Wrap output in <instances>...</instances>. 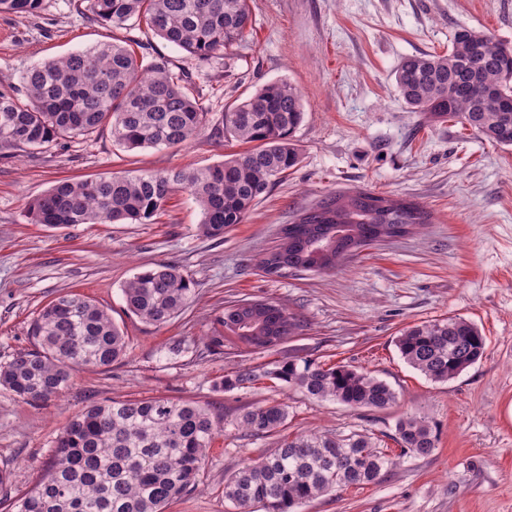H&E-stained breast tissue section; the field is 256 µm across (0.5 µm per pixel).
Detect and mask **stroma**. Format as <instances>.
I'll list each match as a JSON object with an SVG mask.
<instances>
[{"instance_id":"obj_1","label":"stroma","mask_w":512,"mask_h":512,"mask_svg":"<svg viewBox=\"0 0 512 512\" xmlns=\"http://www.w3.org/2000/svg\"><path fill=\"white\" fill-rule=\"evenodd\" d=\"M250 7L242 42L207 61L149 30L93 22L80 0H44L33 15L0 13V83L133 36L188 76L212 122L177 148L129 152L103 130L0 158V363L30 349L31 320L64 294L94 300L129 338L126 357L106 371L74 374L62 397L45 406L0 388V469L10 474L0 512L46 474L68 417L95 402L148 397L206 404L224 419L197 487L165 512H233L225 477L273 446L237 421L248 407L272 401L287 405L282 432L291 437L361 433L395 451L397 424L411 415L428 418L437 435L430 456L405 455L379 481L330 492L297 512H512V147L453 120L427 121L395 85L404 57L446 53L456 28L512 44V0H250ZM277 81L303 97L294 133L300 162L223 240L199 231L201 213L186 192L145 224L50 228L25 218L28 201L62 177L204 168L243 152L244 144L215 126L225 107ZM359 188L420 202L432 221L327 273L278 277L259 269L282 225L326 196ZM159 263L188 275L196 297L157 327L126 313L121 289ZM238 300L283 304L302 326L272 350H254L219 323L225 305ZM446 318L473 323L485 353L440 383L407 365L395 341L408 327ZM218 335L223 353L208 352V338ZM176 343L181 352H172ZM296 358L370 373L396 399L384 409H353L266 377L273 362ZM244 367L260 375L251 387L215 389L216 380Z\"/></svg>"}]
</instances>
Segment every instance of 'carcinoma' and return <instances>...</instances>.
Segmentation results:
<instances>
[{"mask_svg":"<svg viewBox=\"0 0 512 512\" xmlns=\"http://www.w3.org/2000/svg\"><path fill=\"white\" fill-rule=\"evenodd\" d=\"M44 0H0V12L30 15ZM87 18L115 29L134 20L200 61L242 40L249 0H82ZM405 104L431 121L455 120L487 140L512 146V46L480 31L455 30L448 54L408 56L395 72ZM209 112L183 72L158 59L133 38L103 43L47 60L19 84L0 85V157L110 128L127 151L180 147L205 129ZM304 117L299 90L286 81L263 85L222 116L224 137L251 145L202 169L142 171L95 179L62 178L29 202L32 224H143L164 210L178 191L193 195L202 214L200 232L221 240L300 153L293 133ZM430 223L429 212L406 199L367 190L339 192L303 211L279 231L280 243L261 261L269 275L335 269L351 257L353 239L371 242L405 227ZM196 283L171 264L133 276L122 288L127 312L162 326L193 302ZM224 329L255 333L248 346L269 350L287 339L298 319L280 304L224 307ZM34 348L0 364V387L30 405L58 397L80 370H105L124 357L128 342L110 314L93 300L61 295L30 324ZM401 358L434 382L456 378L482 358L478 328L461 318L411 326L397 337ZM265 375L320 400L351 408H385L395 400L384 381L346 365L311 360L278 361ZM257 379L244 368L215 388H247ZM288 419L280 402L257 404L239 418L255 437H278L275 448L224 480V500L238 512H294L299 504L337 488L374 482L394 463L363 434L279 435ZM221 429L208 405L161 397L93 403L68 418L57 436L52 465L15 512H164L197 485L207 452ZM400 454L419 457L436 448L430 422L406 417L397 426Z\"/></svg>","mask_w":512,"mask_h":512,"instance_id":"carcinoma-1","label":"carcinoma"}]
</instances>
